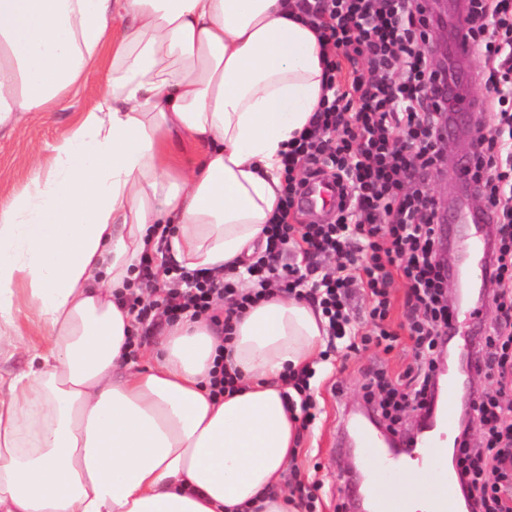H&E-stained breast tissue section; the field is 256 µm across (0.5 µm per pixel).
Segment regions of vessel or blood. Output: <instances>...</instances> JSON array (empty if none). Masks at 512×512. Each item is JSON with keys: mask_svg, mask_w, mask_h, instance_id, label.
Wrapping results in <instances>:
<instances>
[{"mask_svg": "<svg viewBox=\"0 0 512 512\" xmlns=\"http://www.w3.org/2000/svg\"><path fill=\"white\" fill-rule=\"evenodd\" d=\"M454 110L447 128L455 134L462 113L471 111L474 100L463 76H456L452 85ZM337 189L334 183H310L301 199V206L317 214L334 206ZM493 212L471 210L458 203L448 213V236L459 245L458 266L466 267L478 282L488 276L486 255L489 251L487 229L495 223ZM473 372L470 361H463L457 372L443 375L441 387L435 388L432 411L420 432L400 435L394 446H386L385 429L371 410L361 417L346 416L342 434L336 445L358 448L359 470L345 482L350 512H407V504L396 493L397 486L407 476H414L413 492L427 505V512H460L456 495L466 482L460 467L448 464V440L456 429L458 395L477 400L478 394L469 390L468 379Z\"/></svg>", "mask_w": 512, "mask_h": 512, "instance_id": "b4317fda", "label": "vessel or blood"}]
</instances>
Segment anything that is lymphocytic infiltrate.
<instances>
[{
	"instance_id": "1",
	"label": "lymphocytic infiltrate",
	"mask_w": 512,
	"mask_h": 512,
	"mask_svg": "<svg viewBox=\"0 0 512 512\" xmlns=\"http://www.w3.org/2000/svg\"><path fill=\"white\" fill-rule=\"evenodd\" d=\"M297 2L323 48L322 95L308 129L282 154V192L264 227L267 247L247 268L249 286L207 270L158 267L151 250L125 302L140 322L203 316L229 334L260 301L303 299L326 320L327 362L340 347L393 349L391 290L403 281L400 330L413 343V360L396 375L378 364L362 385L365 404L396 434L407 413H429L440 344L453 329L438 261L444 228L429 189L444 133L428 94L443 81L433 19L424 0ZM466 16L483 62L476 108L494 118L471 155V181L496 215L486 288L496 316L470 351L492 387L474 405L476 438L461 440L452 461L468 476L470 512H512V0H468ZM346 63L352 71L341 83ZM318 178L340 188L336 217L306 224L298 200ZM329 258L334 266H326ZM358 296L368 309L355 307Z\"/></svg>"
}]
</instances>
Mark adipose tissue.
<instances>
[{
  "label": "adipose tissue",
  "mask_w": 512,
  "mask_h": 512,
  "mask_svg": "<svg viewBox=\"0 0 512 512\" xmlns=\"http://www.w3.org/2000/svg\"><path fill=\"white\" fill-rule=\"evenodd\" d=\"M105 51L102 101L0 207V335L25 318L44 339L0 369V512H295L278 378L324 351L320 311L250 308L227 359L242 389L216 396L204 318L162 324L153 364L125 370L122 296L160 240L187 269L244 271L320 100L318 34L295 0H0V129L62 108Z\"/></svg>",
  "instance_id": "1"
}]
</instances>
